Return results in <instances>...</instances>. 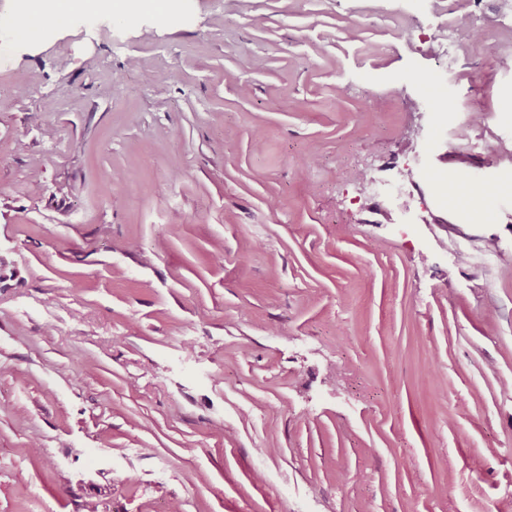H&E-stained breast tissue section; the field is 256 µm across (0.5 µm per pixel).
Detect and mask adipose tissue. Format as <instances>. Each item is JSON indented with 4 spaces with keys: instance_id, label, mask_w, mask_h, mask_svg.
<instances>
[{
    "instance_id": "ef3b65f1",
    "label": "adipose tissue",
    "mask_w": 512,
    "mask_h": 512,
    "mask_svg": "<svg viewBox=\"0 0 512 512\" xmlns=\"http://www.w3.org/2000/svg\"><path fill=\"white\" fill-rule=\"evenodd\" d=\"M170 7L169 0H17L15 10L18 19L29 23V36L35 37L44 29L63 26L77 13L145 9L163 17Z\"/></svg>"
}]
</instances>
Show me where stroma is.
<instances>
[{"label": "stroma", "instance_id": "35a3bbf8", "mask_svg": "<svg viewBox=\"0 0 512 512\" xmlns=\"http://www.w3.org/2000/svg\"><path fill=\"white\" fill-rule=\"evenodd\" d=\"M14 4L0 512H512V12ZM404 175L444 223L370 213ZM18 20L31 23L26 36L36 38L45 28L61 27L77 13L84 12H132L153 10L161 18L167 15L175 0H17Z\"/></svg>", "mask_w": 512, "mask_h": 512}]
</instances>
